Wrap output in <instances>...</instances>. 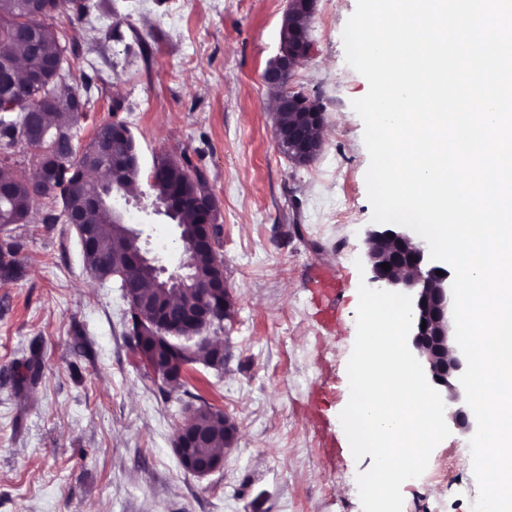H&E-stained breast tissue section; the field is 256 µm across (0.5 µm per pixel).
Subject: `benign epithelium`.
<instances>
[{
  "label": "benign epithelium",
  "mask_w": 512,
  "mask_h": 512,
  "mask_svg": "<svg viewBox=\"0 0 512 512\" xmlns=\"http://www.w3.org/2000/svg\"><path fill=\"white\" fill-rule=\"evenodd\" d=\"M313 53V43L309 35L301 31L295 21V16H288V48L279 49L278 55L267 66L262 79L265 84H274L288 73L293 63V55L297 54L308 59ZM313 108L314 99L305 93L281 87V95L277 99V109L286 107L292 109L297 104ZM62 131L51 133L40 118V114H26V122L21 132V142L42 150L48 137H53L54 143H59ZM111 170L103 179L107 190L90 201V205L103 213L107 219H112L115 209L109 204L112 187L125 177L123 164L109 163ZM201 210L206 214L205 229L209 242L212 243L214 266L220 272L224 271V260L217 252V244L212 236L213 216L216 211V200L211 192H205L200 201ZM65 216L72 224L77 234H82V208L75 200L65 205ZM127 237L131 250L126 255L129 263L153 268L154 282L159 285L155 289L158 295L167 300L169 307L180 311L182 320L192 326L187 336H182L181 325L167 322L161 316L152 313L149 306L150 291L139 283L121 284L124 295L134 312L139 314L140 335L132 337L135 353V367L139 374H154L153 369H145L147 365L146 350L151 343L146 341L147 332L155 334L154 340L163 347L170 345L184 346L191 351L187 358L179 364L180 371H185L197 363L192 351L199 348L212 350L222 356L226 353L223 342L214 340L208 335L213 328H224V321L231 318L230 293L226 288L224 276H219L207 288L203 302L186 300L189 287L196 282L194 267L186 259L178 270L168 272L167 268L158 264L156 258L148 256V251L141 246V233L129 227ZM365 262L370 271L369 281L378 289H385L408 294L413 299V325L408 336V347L420 361L427 381L439 391L445 407H454L449 415L466 428H472L464 411L466 406L465 392L459 378L466 368V360L455 342L453 327V295L452 282L454 275L439 261L429 257L426 242L415 240L412 230L393 224H374L365 232ZM390 264L389 270L381 268V264ZM441 270L444 275H436ZM426 328H421V324ZM192 423L177 434L176 450L185 470L198 477L206 476L219 469L223 464L220 453L210 457H202L186 447L187 432Z\"/></svg>",
  "instance_id": "1"
}]
</instances>
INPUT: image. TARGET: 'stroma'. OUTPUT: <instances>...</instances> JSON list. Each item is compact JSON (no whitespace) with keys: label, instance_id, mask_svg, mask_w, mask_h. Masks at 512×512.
Returning a JSON list of instances; mask_svg holds the SVG:
<instances>
[{"label":"stroma","instance_id":"obj_1","mask_svg":"<svg viewBox=\"0 0 512 512\" xmlns=\"http://www.w3.org/2000/svg\"><path fill=\"white\" fill-rule=\"evenodd\" d=\"M56 20L89 76L74 141L124 121L139 158L135 199L115 194L123 222L168 268L183 260L163 216L150 214V176L163 157H189L218 200L224 276L234 299L223 372L196 365L188 393L147 388L128 341V305L84 267L75 228L44 223V198L24 224L0 225L22 275L0 279V512H362L355 460L339 414L349 400L360 274L371 226L364 124L368 91L346 62L343 30L356 0H316L314 52L294 86L319 98L324 144L311 163L276 147L262 81L280 46L287 0H93ZM338 270L343 300L325 327L309 278ZM39 378L21 381L31 358ZM238 427L223 466L188 473L175 449L200 401ZM470 434L452 429L425 473L402 486L403 512H472L478 486ZM447 479H440V468Z\"/></svg>","mask_w":512,"mask_h":512}]
</instances>
